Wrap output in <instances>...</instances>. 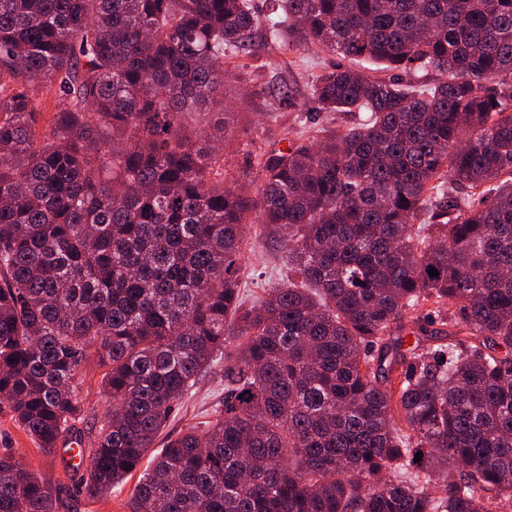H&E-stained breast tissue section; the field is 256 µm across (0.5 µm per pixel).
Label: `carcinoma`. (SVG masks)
<instances>
[{
  "mask_svg": "<svg viewBox=\"0 0 512 512\" xmlns=\"http://www.w3.org/2000/svg\"><path fill=\"white\" fill-rule=\"evenodd\" d=\"M0 0V414L70 436L78 367L109 407L88 495L149 458L130 512H502L512 507V0ZM302 31L343 132L251 139L261 192L224 187V55ZM436 73L426 84L374 78ZM55 96L45 132L38 121ZM288 279L246 303L248 215ZM439 275L430 276L429 268ZM414 342L403 348V333ZM213 419L165 438L213 365ZM422 460L417 462V453ZM0 456V512H56Z\"/></svg>",
  "mask_w": 512,
  "mask_h": 512,
  "instance_id": "obj_1",
  "label": "carcinoma"
}]
</instances>
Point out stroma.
<instances>
[{
  "label": "stroma",
  "mask_w": 512,
  "mask_h": 512,
  "mask_svg": "<svg viewBox=\"0 0 512 512\" xmlns=\"http://www.w3.org/2000/svg\"><path fill=\"white\" fill-rule=\"evenodd\" d=\"M340 56L309 47L301 35L292 45L266 42L255 34L248 55L226 57V96L233 114L227 132L226 167L236 189L247 197L260 191V180L245 147L247 140L262 143L265 150L284 146V131L302 132L322 124L337 131L352 126L356 117L346 112L319 111L311 99L310 84L323 69L341 64ZM288 274L286 255L275 242L252 227L243 245L240 288L245 296H264ZM224 396V372L213 366L210 373L173 410L167 430L176 433L185 426L209 420L213 407ZM11 453L44 479L60 488L57 512H129L127 502L138 481L128 477L122 491L107 498L92 499L84 488L72 482L54 454L37 449L25 432L9 417L0 416V454Z\"/></svg>",
  "instance_id": "1"
}]
</instances>
